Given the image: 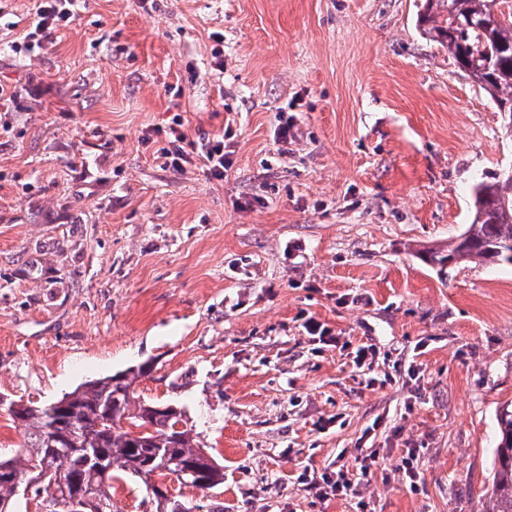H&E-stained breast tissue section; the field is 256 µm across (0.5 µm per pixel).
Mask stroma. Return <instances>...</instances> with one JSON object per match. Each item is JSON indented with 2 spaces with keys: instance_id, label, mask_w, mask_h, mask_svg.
Returning a JSON list of instances; mask_svg holds the SVG:
<instances>
[{
  "instance_id": "stroma-1",
  "label": "stroma",
  "mask_w": 512,
  "mask_h": 512,
  "mask_svg": "<svg viewBox=\"0 0 512 512\" xmlns=\"http://www.w3.org/2000/svg\"><path fill=\"white\" fill-rule=\"evenodd\" d=\"M419 4L80 0L27 50L36 0H0V395L42 403L151 363L138 391L184 410L224 467V512H355L297 475L356 455L381 417L358 486L372 512H484L512 267L430 255L512 137L422 38ZM177 113L197 143L231 127L224 179L167 166L146 132ZM310 317L373 346L371 375ZM412 361L418 379L383 382ZM303 328L309 336H312L313 339H318V342L324 346L345 350L349 345L345 341L340 345V334L333 333V330L326 323H322L314 318L306 319L303 323ZM421 458L420 448H405L401 456L400 469L402 470L406 483L412 489L417 488L421 480L419 460Z\"/></svg>"
}]
</instances>
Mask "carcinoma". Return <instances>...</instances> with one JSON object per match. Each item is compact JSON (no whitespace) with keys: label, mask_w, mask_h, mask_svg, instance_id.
Returning <instances> with one entry per match:
<instances>
[{"label":"carcinoma","mask_w":512,"mask_h":512,"mask_svg":"<svg viewBox=\"0 0 512 512\" xmlns=\"http://www.w3.org/2000/svg\"><path fill=\"white\" fill-rule=\"evenodd\" d=\"M416 27L426 40L448 50L459 68L504 114L512 132V4L507 0H422ZM473 219L436 255L439 268L475 264L512 266V176L486 172L469 186ZM153 366L142 363L87 381L67 393L68 410L55 402H29L11 417L23 434L14 457L0 459V512H16L29 488L50 501L48 512H112V482L137 478L155 499L156 512H192L174 496L158 501L151 476H170L203 496L224 484V470L205 464L191 428L174 429L170 406L148 404L135 383ZM499 442L485 512H512V409L498 414Z\"/></svg>","instance_id":"1"}]
</instances>
